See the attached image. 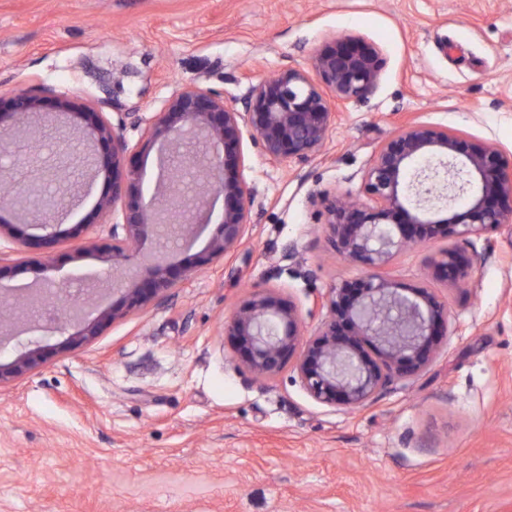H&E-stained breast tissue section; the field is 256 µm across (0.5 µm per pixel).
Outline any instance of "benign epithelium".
I'll use <instances>...</instances> for the list:
<instances>
[{"label": "benign epithelium", "mask_w": 512, "mask_h": 512, "mask_svg": "<svg viewBox=\"0 0 512 512\" xmlns=\"http://www.w3.org/2000/svg\"><path fill=\"white\" fill-rule=\"evenodd\" d=\"M383 66L376 46L342 36L319 49L309 69L289 67L253 84L240 109L224 104V94L211 88L175 90L164 108L145 120L142 150L157 143L195 148V180L184 183L185 162L177 161L178 152L171 150L164 158L167 178L149 198L136 188L139 174L127 162L129 146L110 121L95 114L87 126L72 128L58 120L77 113L69 98L54 97L51 113L43 111L44 98L17 92L8 106L12 123L3 124L0 113V154L17 156L20 166L42 178L20 185L17 169L1 167L0 182L12 189L0 194V211L14 210L39 222L45 234L33 241L7 223L0 225V234L51 252L57 244L51 223L73 202L77 179L95 162V145L110 143L112 197L102 199L99 207L112 212L124 200L105 247L113 271H121L132 247L150 235L164 229L186 235L201 216L202 188L224 198L218 233L208 253L197 260L206 264L234 249L249 224L250 193L236 175L244 139L273 161L308 160L323 144L335 110L368 99ZM48 128L64 130L65 137L82 146L86 165L68 164L69 152H57L49 161L33 151ZM35 189L48 199L42 210L23 204ZM363 193L370 203L319 198L336 253L366 274L329 291L314 335L304 334L298 306L273 288L255 290L224 322V336L244 370L273 378L290 366L308 396L330 406H362L432 362L447 339L448 308L431 288L402 293L388 271L390 261L409 244L464 239L512 224V163L495 147L470 144L458 132L408 124L380 146L365 172ZM429 268L445 280L464 279L473 271L472 262L456 247L432 257ZM188 272L167 252L146 274L124 276L110 308H87L75 318L77 301L64 286L28 297L23 307L55 308V329L72 330L71 342L77 344L149 305ZM42 356L37 345L0 363V385L30 371Z\"/></svg>", "instance_id": "obj_1"}]
</instances>
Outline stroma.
Returning <instances> with one entry per match:
<instances>
[{
	"label": "stroma",
	"instance_id": "35a3bbf8",
	"mask_svg": "<svg viewBox=\"0 0 512 512\" xmlns=\"http://www.w3.org/2000/svg\"><path fill=\"white\" fill-rule=\"evenodd\" d=\"M344 35L380 49L374 92L337 110L307 161L244 143L251 222L234 252L77 348L42 309L11 327L0 361L35 342L44 359L0 387V512H512V229L393 257L397 283L447 304L448 340L363 407L314 401L289 368L253 379L224 337L252 289H280L310 334L314 302L363 276L333 253L318 199L361 198L378 145L402 125L446 127L512 159V0H0V97L66 94L124 122L134 146L139 118L176 88L238 107L252 84L308 67ZM111 155L98 149L50 259L0 237L1 287L95 288L111 306L98 209ZM223 209L216 200L171 243L177 261L207 249ZM453 244L474 263L460 283L428 270Z\"/></svg>",
	"mask_w": 512,
	"mask_h": 512
}]
</instances>
